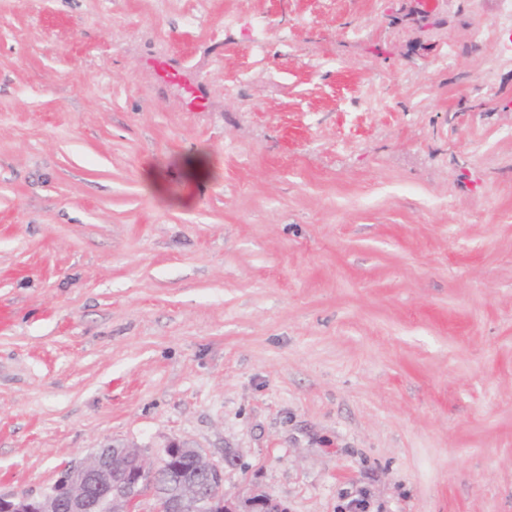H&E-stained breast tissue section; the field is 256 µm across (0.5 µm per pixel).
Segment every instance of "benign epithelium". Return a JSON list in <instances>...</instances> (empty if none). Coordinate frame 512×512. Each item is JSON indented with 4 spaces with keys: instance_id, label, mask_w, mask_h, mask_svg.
<instances>
[{
    "instance_id": "obj_1",
    "label": "benign epithelium",
    "mask_w": 512,
    "mask_h": 512,
    "mask_svg": "<svg viewBox=\"0 0 512 512\" xmlns=\"http://www.w3.org/2000/svg\"><path fill=\"white\" fill-rule=\"evenodd\" d=\"M192 455L195 472L185 471L181 459ZM221 473L220 466L200 448L173 440L155 461L145 448L123 442L107 443L78 465L69 466L47 492L39 495L0 493V512H136L138 503L152 500V512H238L224 492L223 482L200 491L201 475ZM250 512H288L280 501L257 495Z\"/></svg>"
}]
</instances>
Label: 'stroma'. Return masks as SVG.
I'll use <instances>...</instances> for the list:
<instances>
[{"label":"stroma","instance_id":"obj_1","mask_svg":"<svg viewBox=\"0 0 512 512\" xmlns=\"http://www.w3.org/2000/svg\"><path fill=\"white\" fill-rule=\"evenodd\" d=\"M501 14L0 0V493L178 439L288 512H512Z\"/></svg>","mask_w":512,"mask_h":512}]
</instances>
